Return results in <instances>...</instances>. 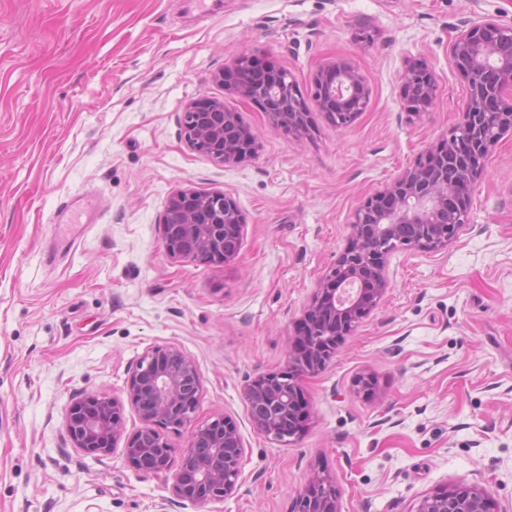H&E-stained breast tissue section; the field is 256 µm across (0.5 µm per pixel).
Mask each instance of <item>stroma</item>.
I'll list each match as a JSON object with an SVG mask.
<instances>
[{"label": "stroma", "mask_w": 512, "mask_h": 512, "mask_svg": "<svg viewBox=\"0 0 512 512\" xmlns=\"http://www.w3.org/2000/svg\"><path fill=\"white\" fill-rule=\"evenodd\" d=\"M482 19L512 25V0H0V512H292L317 471L339 512H416L462 483L512 512V133L488 155L467 230L444 250L393 253L376 309L301 378L293 442L254 429L244 394L287 369L358 206L457 124L467 89L448 49ZM252 51L292 74L305 132L274 129L216 81ZM408 58L437 86L417 114ZM336 59L370 92L343 127L314 102ZM203 98L257 133L253 158L187 145L184 109ZM180 188L237 204L235 258L165 255L159 224ZM165 344L201 381L192 425L160 429L170 447L218 418L241 435L224 500L180 502L171 475L119 449L96 459L64 430L87 394L126 400L140 358Z\"/></svg>", "instance_id": "obj_1"}]
</instances>
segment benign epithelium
<instances>
[{
    "mask_svg": "<svg viewBox=\"0 0 512 512\" xmlns=\"http://www.w3.org/2000/svg\"><path fill=\"white\" fill-rule=\"evenodd\" d=\"M453 68L467 84L459 122L428 158L404 170L360 205L351 220L348 243L336 265L318 284L306 310L309 330L295 341L305 350L289 356L288 370L270 372L245 388L251 422L260 433L292 442L303 424L299 378L321 370L351 329L368 316L390 287L387 257L393 248L442 250L469 223L467 200L501 134L512 130V26L491 20L472 23L450 46ZM215 79L261 106L276 129L304 130L305 102L290 72L253 53L240 55L230 72ZM319 109L340 126L363 111L369 89L346 61L334 60L315 78ZM436 92L433 73L410 59L405 63L403 98L412 113L426 110ZM188 145L226 164L255 156L256 134L218 99L196 100L184 110ZM242 215L221 193H174L159 224L161 245L173 260L198 258L223 263L239 246ZM198 369L182 350L156 345L147 350L128 381L140 427L125 435L124 404L106 393L90 394L67 410L65 431L73 447L104 458L119 443L142 470L167 473L172 448L159 425L184 426L199 403ZM243 443L225 419L197 427L173 474L176 496L190 503L221 501L238 487ZM339 490L329 476L315 472L298 492L294 512H338ZM488 493L456 487L425 497L416 512H491Z\"/></svg>",
    "mask_w": 512,
    "mask_h": 512,
    "instance_id": "obj_1",
    "label": "benign epithelium"
}]
</instances>
